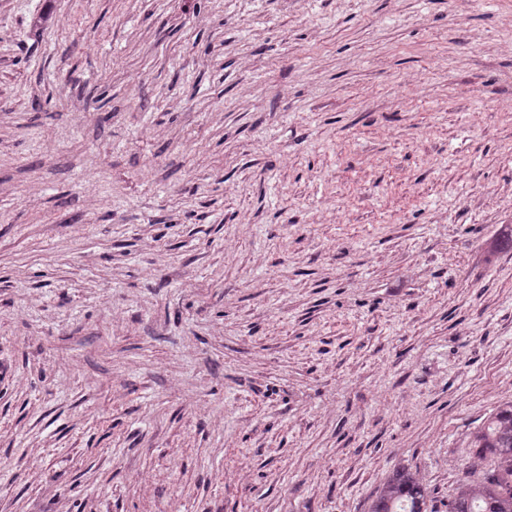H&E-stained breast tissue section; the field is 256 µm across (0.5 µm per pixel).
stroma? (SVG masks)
<instances>
[{
  "label": "stroma",
  "instance_id": "obj_1",
  "mask_svg": "<svg viewBox=\"0 0 512 512\" xmlns=\"http://www.w3.org/2000/svg\"><path fill=\"white\" fill-rule=\"evenodd\" d=\"M511 234L512 0H0V512H445ZM429 493L409 470L396 471L372 501L370 512H427Z\"/></svg>",
  "mask_w": 512,
  "mask_h": 512
}]
</instances>
